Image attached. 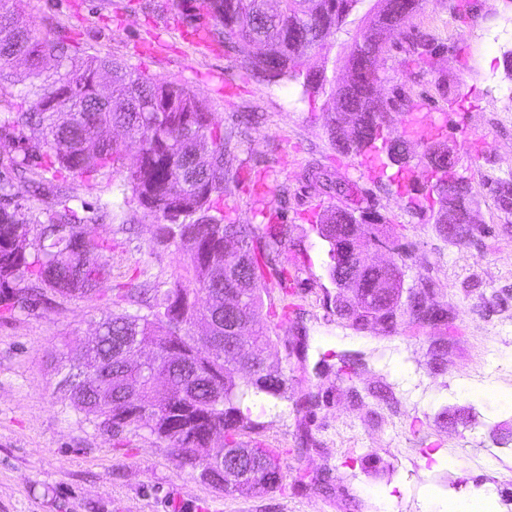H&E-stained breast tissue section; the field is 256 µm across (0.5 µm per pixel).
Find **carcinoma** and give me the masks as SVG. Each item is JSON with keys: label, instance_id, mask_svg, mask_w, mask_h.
Segmentation results:
<instances>
[{"label": "carcinoma", "instance_id": "cac0c4a2", "mask_svg": "<svg viewBox=\"0 0 512 512\" xmlns=\"http://www.w3.org/2000/svg\"><path fill=\"white\" fill-rule=\"evenodd\" d=\"M0 0V140L11 143L15 154L0 165V196L9 197L14 181L32 182L41 197L52 196L42 209L44 219L25 216L26 206L0 205V303L22 311L36 307L46 293L66 299L101 295L112 277L106 253L112 244L85 230L100 215H112V203L95 209L75 203L69 177L88 187L113 171L125 173V187L158 222L157 240L177 248L188 246L185 274L167 288H120L113 305L139 306L134 312L112 313L99 322L96 337L80 341L83 365L94 370L89 385L79 382L57 387L61 400L74 413L112 431L120 438L130 428L146 429L167 443L181 467L200 471L201 477L226 495L269 492L284 479L281 459L273 448L243 437L261 423L253 418L257 400L273 403L287 398L288 378L268 363L273 344L269 329L255 321L256 310L271 297V244L288 235V225H274L266 236L253 224L224 223L211 214L224 197L230 172L227 147L231 136L223 121L190 87L160 81L94 55H80L61 37H38ZM363 0H205L211 23L202 32L227 50L245 53L251 75L269 80L303 79V85L336 98V76L325 75L324 38L342 31ZM422 0H385L382 15L361 19V26L345 42L350 62L360 79L350 86L345 104H334L327 129L336 150L347 156L387 159L383 166L398 173L418 169L415 190L436 195V230L448 238V221L441 213L457 211L462 224L474 197L471 183L441 191L434 171L444 163L448 141L437 136L423 146L411 163L402 135L389 128L402 122L416 104L397 90L382 93L383 78L369 64L383 46L365 37V31L399 29L410 56L432 63L445 45L411 26ZM258 45L260 53L249 54ZM56 61L55 72L44 74L46 57ZM24 64L32 82L14 92L10 68ZM110 128L124 132L125 140L106 135ZM323 193L336 203L320 215L317 231L328 246V273L336 265L357 266L353 282L334 299L336 315L355 330L361 298L385 296L376 324L387 333L403 319L419 326L435 324L439 305L428 302L434 292L429 278L402 287L403 267L381 269L366 265L363 252L376 239L368 228L382 223L370 208L345 203L355 194L354 184L331 178L322 168L308 171ZM236 296L235 318L243 338L236 350L223 354L206 347L193 328L210 322L211 335L224 336L226 294ZM126 349L150 344L155 370L167 374L157 382L151 374L121 359ZM220 448L240 453L245 475L233 483L224 480L218 465Z\"/></svg>", "mask_w": 512, "mask_h": 512}]
</instances>
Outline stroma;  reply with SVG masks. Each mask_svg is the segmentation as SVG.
Returning a JSON list of instances; mask_svg holds the SVG:
<instances>
[{"mask_svg":"<svg viewBox=\"0 0 512 512\" xmlns=\"http://www.w3.org/2000/svg\"><path fill=\"white\" fill-rule=\"evenodd\" d=\"M200 0H10L37 36L59 31L79 52L106 57L183 83L236 134L222 209L227 219L265 225L278 215L288 237L273 254L286 278L274 308L257 321L276 333L270 360L285 368L289 397L255 405L256 441L276 449L281 488L228 497L199 473L179 467L165 442L110 430L66 411L48 363L64 353L78 361L77 341L113 311L108 296L72 297L33 311L0 308V512H445L449 500L494 490L512 512V406L468 392L512 399V210L492 187L512 181V80L503 54L512 49V0H425L415 29L448 47L434 67L407 61L403 37L387 35L385 91H408L421 113L444 125L457 169L477 200L460 237L436 231L432 197L410 193L388 176L367 175L338 154L326 133L327 94L301 83L250 76L241 57L187 41ZM444 72L448 96L433 81ZM322 166L354 183V205L369 201L384 222L369 245L373 262L397 258L406 286L429 277L446 319L435 326L400 323L387 334L357 331L333 311L326 276L328 247L316 224L330 200L303 174ZM72 195L112 200L132 217L89 225L112 241L111 287L151 277L170 281L183 255L156 240V221L125 202L122 175L97 189L69 181ZM445 354L434 359L435 345ZM360 359L337 378L343 354ZM318 404L296 411L293 397Z\"/></svg>","mask_w":512,"mask_h":512,"instance_id":"1","label":"stroma"}]
</instances>
